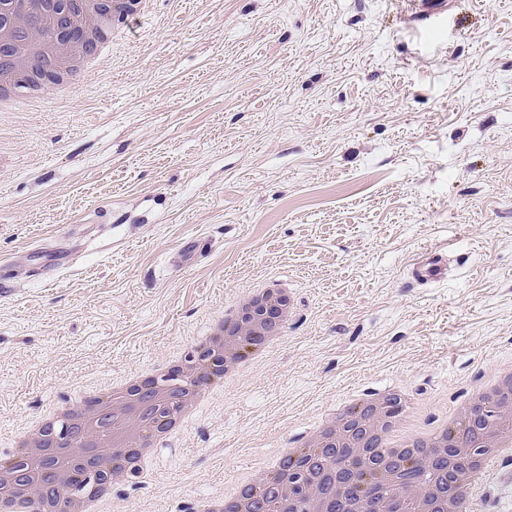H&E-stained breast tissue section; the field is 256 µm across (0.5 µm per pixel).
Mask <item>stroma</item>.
I'll use <instances>...</instances> for the list:
<instances>
[{
    "label": "stroma",
    "instance_id": "obj_1",
    "mask_svg": "<svg viewBox=\"0 0 512 512\" xmlns=\"http://www.w3.org/2000/svg\"><path fill=\"white\" fill-rule=\"evenodd\" d=\"M448 5L438 30L409 0H153L69 99L0 113V435L191 347L260 275L294 290L283 343L108 512H186L331 404L512 360V0ZM448 277L446 265L439 261L428 262L413 271V278L417 282L437 283Z\"/></svg>",
    "mask_w": 512,
    "mask_h": 512
}]
</instances>
